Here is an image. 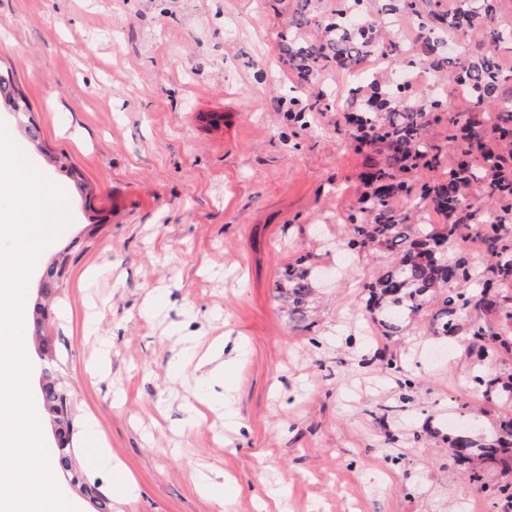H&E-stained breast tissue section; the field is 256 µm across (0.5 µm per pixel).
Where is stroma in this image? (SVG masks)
I'll list each match as a JSON object with an SVG mask.
<instances>
[{
  "instance_id": "35a3bbf8",
  "label": "stroma",
  "mask_w": 512,
  "mask_h": 512,
  "mask_svg": "<svg viewBox=\"0 0 512 512\" xmlns=\"http://www.w3.org/2000/svg\"><path fill=\"white\" fill-rule=\"evenodd\" d=\"M296 0H0V69L41 129L31 165L54 185L66 155L91 198L69 190L70 223L44 250L68 248L65 278L24 348L38 390L39 343L56 359L75 412L74 446L97 441L84 470L116 512H498L512 468L482 454L505 396L473 378L512 380V353L479 360L466 336H438L430 316L385 335L360 290L388 259L334 243L363 191L367 155L346 132L353 76L331 69L300 85L279 50ZM331 92L292 133L279 101ZM215 112L217 126L202 122ZM330 270L313 326L275 299L280 269L301 255ZM240 332L246 355L220 406L190 418L192 372L172 378L184 338ZM395 357L385 369L384 357ZM412 379L405 389L404 379ZM471 439L459 451L451 437ZM123 464L133 486L119 484ZM219 471L238 490L203 496ZM478 481H470V474Z\"/></svg>"
}]
</instances>
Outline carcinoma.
I'll use <instances>...</instances> for the list:
<instances>
[{
  "label": "carcinoma",
  "mask_w": 512,
  "mask_h": 512,
  "mask_svg": "<svg viewBox=\"0 0 512 512\" xmlns=\"http://www.w3.org/2000/svg\"><path fill=\"white\" fill-rule=\"evenodd\" d=\"M297 8L280 35V50L297 72L300 85L317 73L331 69L349 72L379 49L392 56L403 54L399 42L384 40L371 20L378 0H337L336 9L324 16L315 0H296ZM499 0H454L446 11L431 8L434 0H383L380 11L393 15L410 13L418 20L420 49L410 60L424 64L440 78L468 91L472 98L493 107L497 116L484 120L475 115L453 111L448 101L437 95L420 103L410 89L381 82L373 76L372 88L365 95L362 87L353 89L352 112L348 121L350 136L358 149L382 148L384 164L369 162L360 174L365 191L359 206L348 216L349 234L340 247L351 251L383 249L390 258L372 282L362 284L368 294L370 314L388 313L380 320L390 334L398 331L392 321L396 315L410 318L432 313L436 333L455 336L465 332L482 349V355H494L511 347L508 337L492 330L484 320L495 313L512 320V306L501 302L499 283L512 280V162L505 163L502 150L512 146V73L506 71L498 51L512 44V27L496 19ZM315 27L320 38L311 41L305 31ZM443 30L462 41L460 51L448 54L435 31ZM0 96L12 111L23 118L30 111L25 95L12 79L0 77ZM329 106L321 91L309 99L306 107L288 110L293 125L304 128ZM446 123L448 147L456 155L455 167L448 177L438 176L444 147L427 140L424 128L430 122ZM419 168L434 174L419 183L413 175ZM397 196L420 199L433 206L445 218L443 224H409L407 217L391 207ZM480 236L485 252L475 264L461 255L453 262L441 259L448 248H461L462 228ZM316 281L310 257H301L283 267L274 283L276 298L288 307L289 317L298 323L309 321L308 303ZM54 424V438L67 435L58 447L62 469L71 475V483L82 490L97 512H107L108 499L96 486L80 481L70 440L74 418H61L55 408L48 409ZM512 449V420L501 424L493 443L484 451L487 459L507 464Z\"/></svg>",
  "instance_id": "1"
}]
</instances>
